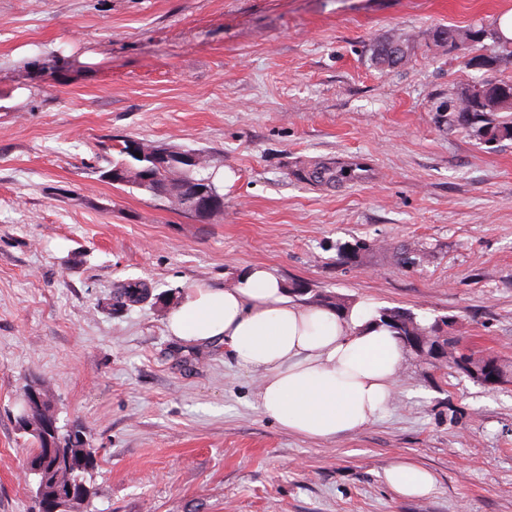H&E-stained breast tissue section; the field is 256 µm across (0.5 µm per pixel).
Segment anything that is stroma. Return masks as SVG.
Masks as SVG:
<instances>
[{
    "mask_svg": "<svg viewBox=\"0 0 512 512\" xmlns=\"http://www.w3.org/2000/svg\"><path fill=\"white\" fill-rule=\"evenodd\" d=\"M512 0H0V512H32L26 379L98 450V512H512V382L406 353L396 400L329 441L259 409L223 343L170 336L188 288L256 265L372 310L403 308L512 360V141L448 125L464 67L436 26H496ZM418 40L380 72L373 45ZM202 148L222 184L207 220L104 177L124 140ZM314 160L364 179H289ZM416 266H402L400 251ZM169 304L110 307L115 283ZM429 470L397 495L385 469ZM397 44L404 47L403 50H399L397 59L394 61H387L381 56V52L385 45ZM414 55V46H411L409 40L404 39L400 34H392L385 38L383 41L376 44L372 51V63L379 68V70L390 71L398 68L407 66L412 61ZM385 482L400 496L421 497L433 487L431 474L412 463H397L384 471Z\"/></svg>",
    "mask_w": 512,
    "mask_h": 512,
    "instance_id": "stroma-1",
    "label": "stroma"
}]
</instances>
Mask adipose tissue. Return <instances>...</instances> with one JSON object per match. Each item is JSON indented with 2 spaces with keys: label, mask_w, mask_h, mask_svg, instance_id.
Segmentation results:
<instances>
[{
  "label": "adipose tissue",
  "mask_w": 512,
  "mask_h": 512,
  "mask_svg": "<svg viewBox=\"0 0 512 512\" xmlns=\"http://www.w3.org/2000/svg\"><path fill=\"white\" fill-rule=\"evenodd\" d=\"M181 340H222L237 366L260 378L258 405L289 433L331 440L359 431L390 406L405 351L366 304L344 312L289 299L271 270L255 267L227 288H190L170 316ZM399 495L421 497L431 474L412 463L384 472Z\"/></svg>",
  "instance_id": "adipose-tissue-1"
}]
</instances>
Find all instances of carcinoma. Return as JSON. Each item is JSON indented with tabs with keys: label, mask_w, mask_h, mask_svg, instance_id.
<instances>
[{
	"label": "carcinoma",
	"mask_w": 512,
	"mask_h": 512,
	"mask_svg": "<svg viewBox=\"0 0 512 512\" xmlns=\"http://www.w3.org/2000/svg\"><path fill=\"white\" fill-rule=\"evenodd\" d=\"M491 40L488 47L489 61L507 55L512 57V39L502 36L499 29L483 25L466 28L439 29L432 33L434 46L448 52L453 43L475 44L477 37ZM397 44L403 46L397 59L387 61L381 56L384 46ZM414 47L409 40L400 34H393L376 44L372 51V63L381 71H390L407 66L412 61ZM481 85L486 87L485 98L481 102L469 100L458 95L452 112L455 122L472 136L486 143L505 140L512 141V79L485 80ZM200 165L192 169L171 170L166 174H156L150 181H142L137 177L129 179L125 185L144 191L151 196L166 201L175 210L193 214L195 205L190 201L168 198L176 182L183 180L201 181L216 196L220 195V187L215 182L216 172L212 171L213 160L207 151L197 150ZM357 167L339 165L333 162L316 160L291 171L296 180L313 187L331 189L357 178ZM153 288L141 280H126L116 284L112 289V311L119 312L148 302ZM379 321L390 328L398 336L423 338L427 343H434L439 337L433 324H426L407 311L399 309H381L377 311ZM442 340L452 347L459 356V370L470 378L481 381L480 375L491 361L500 362L504 369L503 378L494 382L500 385L512 380V363L492 355L474 356L460 345V339L450 334L442 336ZM41 401L32 406L27 420L20 425L27 439L26 464L29 471L42 465L48 459V443L43 433V421L47 415L55 413L50 394L44 387H39ZM56 454L64 462L62 472H54L56 480L44 479V475H36L35 498L44 505L43 512H97L93 506L96 492L90 484V476L97 465L96 449L92 448L85 427L77 424L70 432L59 434L53 441Z\"/></svg>",
	"instance_id": "carcinoma-1"
}]
</instances>
